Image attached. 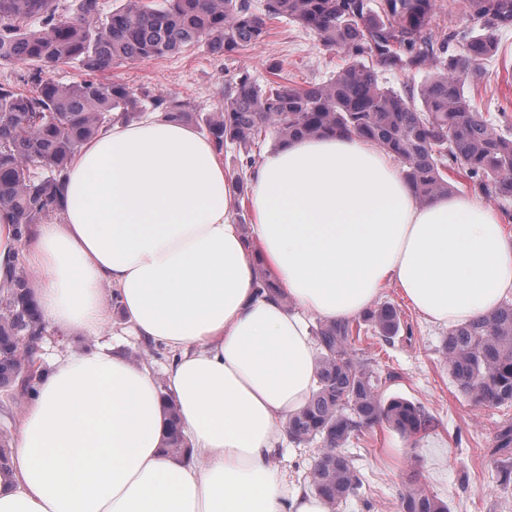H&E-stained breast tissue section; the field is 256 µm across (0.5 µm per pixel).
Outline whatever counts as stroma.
<instances>
[{"label":"stroma","mask_w":512,"mask_h":512,"mask_svg":"<svg viewBox=\"0 0 512 512\" xmlns=\"http://www.w3.org/2000/svg\"><path fill=\"white\" fill-rule=\"evenodd\" d=\"M469 20L462 0H436L429 31L433 39H447L457 49ZM500 43L495 60L484 66V76L474 92L478 111L491 118L512 121V26L497 31ZM346 62L345 55L326 49L301 28L273 23L261 43L231 57L203 46L146 62L127 63L102 73V80L144 88L165 99L190 102L191 126L220 111L224 87L238 72L259 80L280 70L293 84L304 86L325 79ZM381 301L393 303L411 324L412 334L383 346L366 339L359 345L361 358L388 373L383 398L403 397L421 403L434 417L436 428L420 446L409 447L405 438L388 426H378L352 440L347 448L363 480L357 495L336 507V512H397L408 475H416L426 491L444 500L450 512H512V494L498 482L496 465L489 457L502 425L512 423V406L473 405L452 383L442 354L446 328L426 323L393 286L383 290ZM107 344L136 363L147 364L156 379H165L171 355L165 349L132 336L122 324L106 328L100 336L72 339L47 328L35 354L46 366L68 350Z\"/></svg>","instance_id":"35a3bbf8"}]
</instances>
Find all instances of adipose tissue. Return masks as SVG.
I'll return each instance as SVG.
<instances>
[{
    "instance_id": "adipose-tissue-1",
    "label": "adipose tissue",
    "mask_w": 512,
    "mask_h": 512,
    "mask_svg": "<svg viewBox=\"0 0 512 512\" xmlns=\"http://www.w3.org/2000/svg\"><path fill=\"white\" fill-rule=\"evenodd\" d=\"M249 229L209 137L161 112L83 142L60 211L26 242L0 211V283L18 265L45 322L127 328L172 356L165 384L110 348L68 353L17 411L0 512H328L273 464L316 390L314 319L389 286L428 323L512 300V233L478 195L419 201L394 157L339 133L299 137L247 174ZM265 269L278 290L256 288ZM172 402L190 449L164 444Z\"/></svg>"
}]
</instances>
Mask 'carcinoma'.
<instances>
[{
  "label": "carcinoma",
  "instance_id": "obj_1",
  "mask_svg": "<svg viewBox=\"0 0 512 512\" xmlns=\"http://www.w3.org/2000/svg\"><path fill=\"white\" fill-rule=\"evenodd\" d=\"M472 21L459 52L448 38L427 36L435 0H124L108 15L100 0H77L72 14L57 13L56 0H0V64L30 66L32 89L0 85V210L12 214L19 239L31 226L57 214L58 190L76 148L110 127L114 113L134 119L152 109L183 117L190 105L169 102L125 83L94 77L124 62L172 55L201 43L232 56L264 40L274 20L310 32L347 62L321 82L296 86L288 79L259 83L241 72L226 85L224 106L207 119L218 151L233 146L237 185L267 130L278 141L318 134H355L391 153L419 200L448 194V172L490 197L512 199V123L497 124L472 104L466 86L482 78L485 61L498 54L494 31L512 24V0H464ZM77 63L92 77L61 84L51 72ZM404 72L430 68L417 88L398 90L379 68ZM411 332L392 303L378 304L348 321H320L317 389L288 420V439L318 443L306 479L331 508L361 484L343 447L383 423L408 439L425 435L433 418L424 406L380 393L383 378L360 358L356 342L369 335L388 344ZM45 331L26 277L16 273L0 286V386L28 388L35 355L26 337ZM448 374L478 405H512V301L493 314L448 327L442 343ZM168 451H186L173 406ZM501 464V486L512 488V424L503 426L492 451ZM399 512H450L438 496L412 479Z\"/></svg>",
  "mask_w": 512,
  "mask_h": 512
}]
</instances>
